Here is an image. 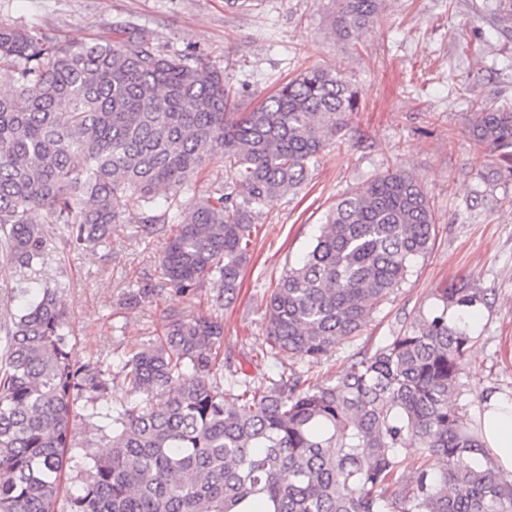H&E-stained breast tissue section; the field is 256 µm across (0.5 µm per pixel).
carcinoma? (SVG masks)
<instances>
[{"instance_id": "obj_1", "label": "carcinoma", "mask_w": 512, "mask_h": 512, "mask_svg": "<svg viewBox=\"0 0 512 512\" xmlns=\"http://www.w3.org/2000/svg\"><path fill=\"white\" fill-rule=\"evenodd\" d=\"M381 2L338 0V35L357 38ZM0 78L12 85L0 96V261L22 272L43 258L34 213L87 247L138 209L147 234L174 226L166 285L216 284L221 307L237 295L255 210L299 187L359 109L358 90L324 68L243 109L217 64L142 34L63 43L1 25ZM469 134L511 180L512 110L474 113ZM217 153L229 190L172 219L159 211V193L177 200ZM434 232L423 187L399 168L344 193L271 293L262 354L313 363L359 335ZM481 301L465 282L440 289L412 326L313 385L296 371L213 383L223 320L171 314L159 342L125 361L124 397L104 410L109 370L80 360L46 286L0 323V512H62V500L68 512H512V474L448 407ZM79 404L108 457L76 439ZM72 467L80 485L63 499Z\"/></svg>"}]
</instances>
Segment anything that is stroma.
I'll use <instances>...</instances> for the list:
<instances>
[{"label": "stroma", "instance_id": "1", "mask_svg": "<svg viewBox=\"0 0 512 512\" xmlns=\"http://www.w3.org/2000/svg\"><path fill=\"white\" fill-rule=\"evenodd\" d=\"M336 0H0V23L71 42L115 30L148 36L163 50L216 61L247 105L309 67L343 73L360 92L352 113L308 180L257 210L252 256L234 302L215 306L208 284L186 294L166 287L160 257L167 233L142 234L130 211L104 246L77 249L48 224L49 251L28 283L0 265V320L22 312L42 287L58 290L82 361L108 368L107 403L122 394L130 353L154 343L170 314H217L224 321L218 359L224 371L255 377L295 370L312 382L335 380L351 358L373 353L428 311L435 293L467 280L483 299L470 322L471 348L460 363L461 392L451 404L468 419L485 397H512V181L497 179L468 134L474 112L512 106V19L494 0H385L377 21L355 41L332 29ZM399 168L426 191L435 235L429 254L373 314L361 334L318 363L288 355L264 359L265 312L283 272L309 247L337 196ZM154 291L130 302L144 284Z\"/></svg>", "mask_w": 512, "mask_h": 512}]
</instances>
